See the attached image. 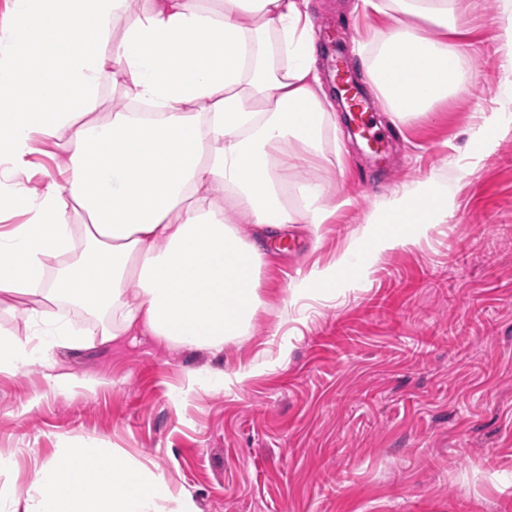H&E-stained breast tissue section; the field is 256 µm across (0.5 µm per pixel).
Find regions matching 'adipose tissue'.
I'll return each instance as SVG.
<instances>
[{"mask_svg": "<svg viewBox=\"0 0 512 512\" xmlns=\"http://www.w3.org/2000/svg\"><path fill=\"white\" fill-rule=\"evenodd\" d=\"M13 0L0 35V204L26 214L0 234V306L29 302V338L0 329V373L36 365L52 388L78 386L57 370L81 350L145 330L188 350L220 352L263 306L269 245L292 224H324L335 209L321 183L288 174L321 157L334 120L315 71L308 0ZM397 18L367 73L399 121L417 119L465 88L462 21L472 0H383ZM434 34H423L420 22ZM111 77L140 111L100 121ZM302 145L296 154L290 143ZM50 146L57 176L23 180ZM447 190L427 180L366 218L376 253L445 221ZM241 212L260 229L242 238ZM353 251L296 284L326 295L357 277ZM90 319L75 329L64 307ZM49 494L0 499V512H197L190 494L119 449L64 448L42 464Z\"/></svg>", "mask_w": 512, "mask_h": 512, "instance_id": "obj_1", "label": "adipose tissue"}]
</instances>
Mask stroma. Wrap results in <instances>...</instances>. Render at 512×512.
<instances>
[{
  "label": "stroma",
  "mask_w": 512,
  "mask_h": 512,
  "mask_svg": "<svg viewBox=\"0 0 512 512\" xmlns=\"http://www.w3.org/2000/svg\"><path fill=\"white\" fill-rule=\"evenodd\" d=\"M318 50L342 36L352 73L377 92L357 53L392 21L362 0H309ZM512 0H475L464 72L479 80L421 119L400 123L373 159L337 112L314 178L336 213L296 224L267 259L264 307L250 332L211 355L155 336H124L59 364L83 380L54 390L40 367L0 374V494L42 489L38 463L63 446L119 448L164 472L199 512H512V129L482 148L484 113L512 110L498 37ZM447 188L446 223L382 252L332 294L295 282L332 264L366 215L427 178ZM241 374L187 397L201 368Z\"/></svg>",
  "instance_id": "35a3bbf8"
}]
</instances>
